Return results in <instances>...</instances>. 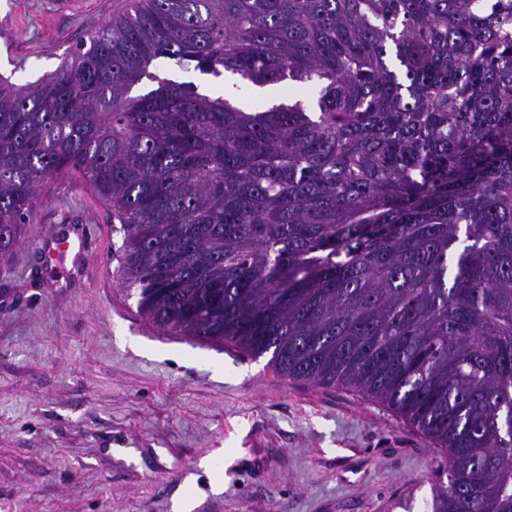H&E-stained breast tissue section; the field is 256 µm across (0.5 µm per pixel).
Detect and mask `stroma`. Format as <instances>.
Segmentation results:
<instances>
[{"label":"stroma","instance_id":"stroma-1","mask_svg":"<svg viewBox=\"0 0 512 512\" xmlns=\"http://www.w3.org/2000/svg\"><path fill=\"white\" fill-rule=\"evenodd\" d=\"M124 4L0 0V74L54 72ZM70 231L92 255L44 252ZM121 244L111 208L59 178L0 261V512H424L444 450L357 389L157 328L120 284Z\"/></svg>","mask_w":512,"mask_h":512}]
</instances>
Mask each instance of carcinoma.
Listing matches in <instances>:
<instances>
[{"label":"carcinoma","instance_id":"1","mask_svg":"<svg viewBox=\"0 0 512 512\" xmlns=\"http://www.w3.org/2000/svg\"><path fill=\"white\" fill-rule=\"evenodd\" d=\"M87 38L0 77V258L76 173L142 317L387 404L447 454L430 512H512V0H129ZM160 77H168L180 82H193L200 86L203 91L220 90L223 88V79H214L211 76H202L198 72H194L191 68L189 71L171 70L165 66L159 67Z\"/></svg>","mask_w":512,"mask_h":512}]
</instances>
